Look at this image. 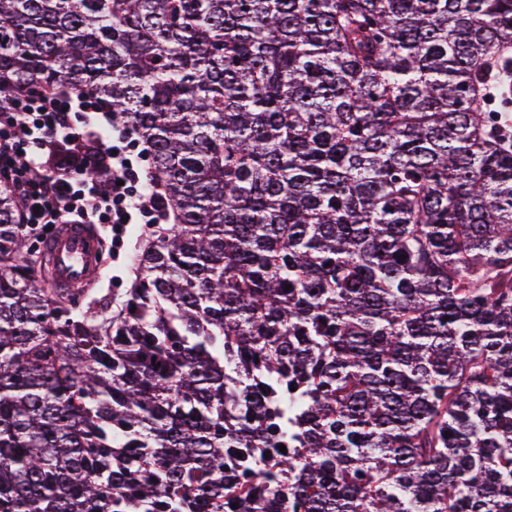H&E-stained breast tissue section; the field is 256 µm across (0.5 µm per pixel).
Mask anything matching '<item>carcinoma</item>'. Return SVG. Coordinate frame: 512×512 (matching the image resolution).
<instances>
[{"label":"carcinoma","mask_w":512,"mask_h":512,"mask_svg":"<svg viewBox=\"0 0 512 512\" xmlns=\"http://www.w3.org/2000/svg\"><path fill=\"white\" fill-rule=\"evenodd\" d=\"M510 64L512 0H0L175 215L104 316L0 179V512H512Z\"/></svg>","instance_id":"1"}]
</instances>
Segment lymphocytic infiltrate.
Here are the masks:
<instances>
[{"label":"lymphocytic infiltrate","instance_id":"obj_1","mask_svg":"<svg viewBox=\"0 0 512 512\" xmlns=\"http://www.w3.org/2000/svg\"><path fill=\"white\" fill-rule=\"evenodd\" d=\"M134 131L111 107L65 87L0 96V178L13 186L25 238L44 239L59 224L168 223L170 211L149 170L127 156ZM84 166L81 177L54 162L59 142Z\"/></svg>","mask_w":512,"mask_h":512}]
</instances>
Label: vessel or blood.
Segmentation results:
<instances>
[{"instance_id":"b4317fda","label":"vessel or blood","mask_w":512,"mask_h":512,"mask_svg":"<svg viewBox=\"0 0 512 512\" xmlns=\"http://www.w3.org/2000/svg\"><path fill=\"white\" fill-rule=\"evenodd\" d=\"M105 240L95 225L65 224L44 245L49 281L61 291L90 286V274L98 269Z\"/></svg>"}]
</instances>
